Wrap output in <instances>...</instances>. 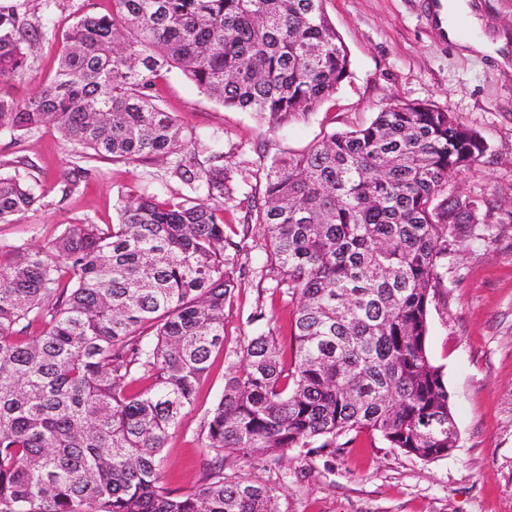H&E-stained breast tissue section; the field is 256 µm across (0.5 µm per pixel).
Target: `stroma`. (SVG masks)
<instances>
[{
    "mask_svg": "<svg viewBox=\"0 0 512 512\" xmlns=\"http://www.w3.org/2000/svg\"><path fill=\"white\" fill-rule=\"evenodd\" d=\"M477 24L466 37L506 38L499 55L443 41L427 20L425 0H326L325 9L348 49L349 77L307 119L271 129L254 113L224 106L176 73L160 84L161 104L200 132L224 133L236 196L261 194L259 157L302 152L327 132L367 125L393 100L422 101L458 115L479 132L489 150L480 165L453 175L449 190L512 205V0H472ZM110 0H29L30 13L52 11L61 31L88 10L111 9ZM62 45L47 35L30 68L0 85L27 99L50 81ZM33 163L44 198L37 211L14 224L0 223V244L47 249L74 220L118 221L119 194L156 187L163 169L97 161V178L68 198L56 187L73 161L71 145L49 126L24 134L0 132V171L18 159ZM479 241L462 242L441 271L429 308L427 349L445 373L459 430L448 458L425 462L359 433L336 452L293 450L273 462L256 450L248 459L228 457L224 471L263 483H283L281 512H512V223L480 227ZM262 238L251 233L242 286L224 316L225 347L213 353L209 373L196 387L163 450L164 480L183 492L198 486L204 457L199 433L207 411L221 398L224 374L263 311L281 339H288L292 305L276 291L265 268Z\"/></svg>",
    "mask_w": 512,
    "mask_h": 512,
    "instance_id": "1",
    "label": "stroma"
}]
</instances>
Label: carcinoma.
Segmentation results:
<instances>
[{"mask_svg":"<svg viewBox=\"0 0 512 512\" xmlns=\"http://www.w3.org/2000/svg\"><path fill=\"white\" fill-rule=\"evenodd\" d=\"M55 28L0 6V82L24 74ZM176 70L272 128L305 118L348 77L325 0H112L65 35L50 82L0 93V131L57 129L78 153L65 199L92 160L164 163L163 197L120 199L115 224L78 219L46 251L0 246V512H279L281 486L224 474V455L338 448L362 430L420 460L445 459L458 430L427 350L439 267L479 240L500 205L445 191L488 145L455 113L396 101L367 126L261 162L248 201L293 303L290 358L271 326L235 352L207 411L201 483L163 481V448L224 349V308L244 246L225 233L234 200L224 132L184 130L159 103ZM0 173V223L41 200Z\"/></svg>","mask_w":512,"mask_h":512,"instance_id":"obj_1","label":"carcinoma"}]
</instances>
